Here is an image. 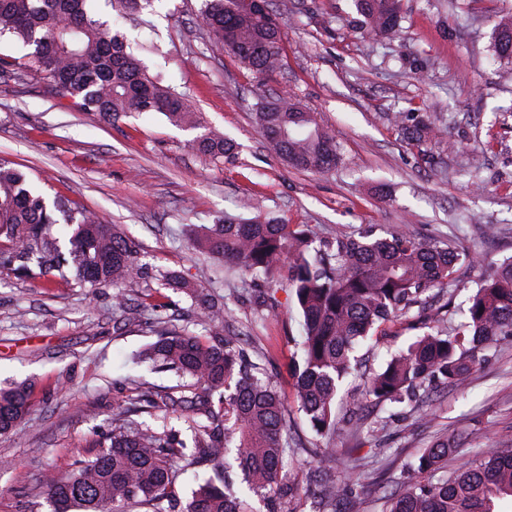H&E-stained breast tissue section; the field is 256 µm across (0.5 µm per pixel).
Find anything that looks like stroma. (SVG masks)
<instances>
[{
  "instance_id": "stroma-1",
  "label": "stroma",
  "mask_w": 512,
  "mask_h": 512,
  "mask_svg": "<svg viewBox=\"0 0 512 512\" xmlns=\"http://www.w3.org/2000/svg\"><path fill=\"white\" fill-rule=\"evenodd\" d=\"M283 19L284 66L261 80L212 40L198 20L202 0H149L139 17L117 19L110 0H93L94 18L117 22L139 46L149 73L185 95L202 124L237 145L228 159L191 146L197 132L157 112L108 123L74 107L36 71L15 40L0 38L15 76L0 78V159L48 197L95 212L134 239L149 275L123 292L136 321L114 308L113 288L0 276V382L30 380L32 407L19 428L0 434V512H53L45 473H66L94 458L118 412L152 426L165 423L190 440L165 395H194L172 371L135 363L157 341L152 304L173 325L209 333L190 295L155 280L182 277L228 311L224 326L246 357L263 367L287 403L284 468L293 495L282 512H310L322 485L348 492L337 512H383L406 464L436 436L460 441L449 470L488 448H512V338L484 352L463 384L432 394L420 407L376 402L367 382L432 322L410 312L359 349L336 414L356 410L355 432L318 437L297 409L294 341L300 314L286 275L272 287L194 248L200 225L225 215L267 216L306 230L314 243L372 229L407 232L450 244L461 256L447 328L464 322L470 297L512 260V60L493 53L497 20L512 0H401V26L385 38L361 26L354 0H269ZM291 95L317 112L341 159L328 171L294 168L270 151L253 122L261 101ZM437 119L436 139L404 137L395 115ZM385 430L370 435L374 421ZM331 447V460L316 449Z\"/></svg>"
}]
</instances>
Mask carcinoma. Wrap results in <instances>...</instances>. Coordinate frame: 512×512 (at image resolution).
<instances>
[{"mask_svg": "<svg viewBox=\"0 0 512 512\" xmlns=\"http://www.w3.org/2000/svg\"><path fill=\"white\" fill-rule=\"evenodd\" d=\"M89 0H0V36L10 35L30 49L37 67L54 88L86 112L110 121L131 112H158L171 124L196 129L202 123L183 94L144 70L127 40L92 18ZM231 0H204L199 18L217 43L254 73L266 77L283 66L281 23L272 11L262 17L234 15ZM371 32H398L400 0H355ZM233 38L224 40V29ZM495 52L512 58V20L497 24ZM270 150L291 165L325 171L340 160L339 146L317 114L279 95L254 112ZM418 143L434 135L423 118L403 124ZM214 158L233 154L234 143L214 131L194 140ZM194 245L233 262L268 284L288 266L302 318L296 368L299 410L312 429L330 439L339 422L332 412L343 379L358 363V346L379 329L423 306L427 294L455 282L459 256L451 245L406 234L374 238L367 232L336 239L317 249L305 231L263 218H224L201 227ZM74 269L86 288L120 287L140 278L146 267L135 243L115 224L74 210L63 198L48 200L26 187L17 168L0 161V274L69 281ZM199 304L210 323L209 338L183 328L160 334L141 357L159 360L181 376L219 393V411L198 420L194 398L171 400L186 412L194 448L182 463L183 447L167 426L134 421L112 429L92 460L79 461L64 475L43 481L53 512H122L128 504H159L175 495L180 475L210 460L240 471L242 482L268 498L282 496L278 483L288 453L284 403L272 379L243 359L236 336L224 335L226 309L205 297ZM466 322L454 330L436 328L391 356L369 380L379 401L402 404L450 384L462 383L481 363L480 353L512 336V261L486 278L469 299ZM31 384L0 387V433L15 430L30 409ZM454 450L437 438L416 463L406 467L403 488L385 495V512H496L512 498V448H490L451 476L443 463ZM180 512H250L230 483L206 479Z\"/></svg>", "mask_w": 512, "mask_h": 512, "instance_id": "1", "label": "carcinoma"}]
</instances>
